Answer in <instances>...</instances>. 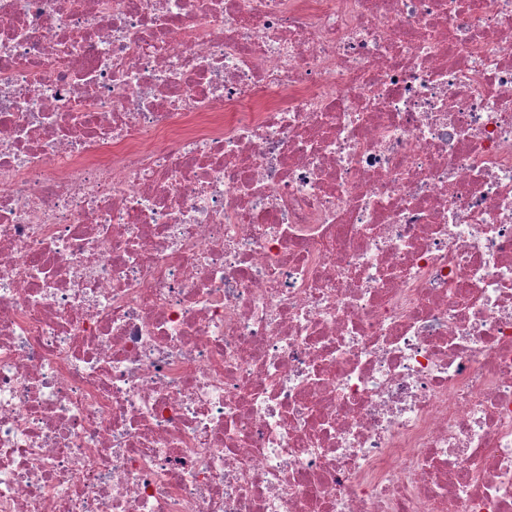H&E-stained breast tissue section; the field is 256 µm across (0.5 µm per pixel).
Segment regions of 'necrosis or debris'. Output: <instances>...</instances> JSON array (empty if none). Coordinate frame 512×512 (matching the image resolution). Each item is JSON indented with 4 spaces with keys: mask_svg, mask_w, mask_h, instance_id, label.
<instances>
[{
    "mask_svg": "<svg viewBox=\"0 0 512 512\" xmlns=\"http://www.w3.org/2000/svg\"><path fill=\"white\" fill-rule=\"evenodd\" d=\"M0 512H512V0H0Z\"/></svg>",
    "mask_w": 512,
    "mask_h": 512,
    "instance_id": "4bbe7bcc",
    "label": "necrosis or debris"
}]
</instances>
